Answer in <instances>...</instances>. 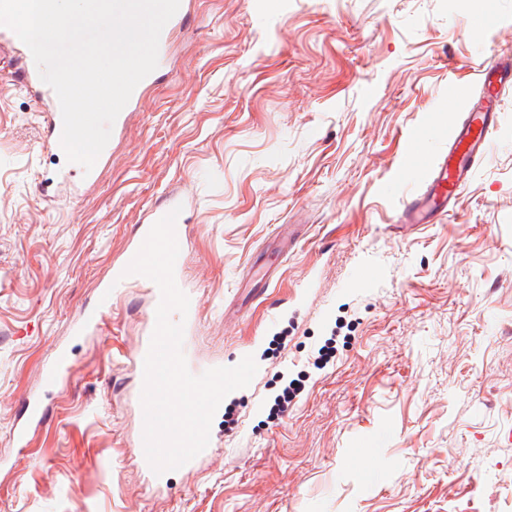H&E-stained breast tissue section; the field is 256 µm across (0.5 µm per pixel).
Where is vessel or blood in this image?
Masks as SVG:
<instances>
[{"label":"vessel or blood","mask_w":512,"mask_h":512,"mask_svg":"<svg viewBox=\"0 0 512 512\" xmlns=\"http://www.w3.org/2000/svg\"><path fill=\"white\" fill-rule=\"evenodd\" d=\"M1 59L8 61L22 88L41 104L48 142L59 144L63 122L57 96L41 80L30 49L5 26L0 27ZM511 80L512 57L498 58L480 70L479 105L471 107L456 125L443 154L421 169L419 187L405 200L397 228L434 224L450 215L468 179L488 157L499 121L501 92ZM22 408L25 421L15 428L13 440L25 448L30 426L43 421L45 410L41 397L34 394L24 399Z\"/></svg>","instance_id":"vessel-or-blood-1"}]
</instances>
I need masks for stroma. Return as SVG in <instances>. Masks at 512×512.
I'll return each instance as SVG.
<instances>
[{"instance_id":"obj_1","label":"stroma","mask_w":512,"mask_h":512,"mask_svg":"<svg viewBox=\"0 0 512 512\" xmlns=\"http://www.w3.org/2000/svg\"><path fill=\"white\" fill-rule=\"evenodd\" d=\"M505 51L512 0H191L96 181L60 197L40 182L61 154L0 67V512H512V88L454 212L388 230L413 190L404 135L434 158ZM167 197L194 361L258 371L210 455L157 485L134 454L148 286L119 290L101 334L73 325ZM280 224L298 248L260 253ZM258 257L278 274L256 301ZM60 345L72 369L42 387ZM40 389L49 419L17 447ZM23 415L25 421L17 426L13 432V440L20 448L29 445V428L33 424H38L44 420L45 410L41 397L30 394L22 402Z\"/></svg>"}]
</instances>
